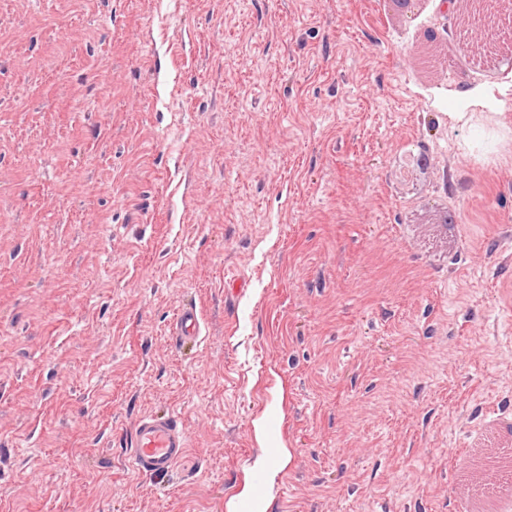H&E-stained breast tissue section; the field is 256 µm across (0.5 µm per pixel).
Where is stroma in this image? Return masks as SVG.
Returning a JSON list of instances; mask_svg holds the SVG:
<instances>
[{"label":"stroma","mask_w":512,"mask_h":512,"mask_svg":"<svg viewBox=\"0 0 512 512\" xmlns=\"http://www.w3.org/2000/svg\"><path fill=\"white\" fill-rule=\"evenodd\" d=\"M481 11L493 59L444 0H0V512H512L463 468L512 460ZM149 415L166 474L128 466ZM199 324L196 310L193 307L183 309L173 327V336L177 343L184 344L197 337ZM133 468L145 474H166L183 457L187 436L171 416L139 420L131 443Z\"/></svg>","instance_id":"1"}]
</instances>
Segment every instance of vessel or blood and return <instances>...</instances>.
<instances>
[{
  "label": "vessel or blood",
  "instance_id": "1",
  "mask_svg": "<svg viewBox=\"0 0 512 512\" xmlns=\"http://www.w3.org/2000/svg\"><path fill=\"white\" fill-rule=\"evenodd\" d=\"M198 331L195 309H183L173 327L177 343L183 344L195 339ZM186 448L187 436L175 418L146 417L135 426L131 443V464L141 473L165 474L183 457Z\"/></svg>",
  "mask_w": 512,
  "mask_h": 512
}]
</instances>
